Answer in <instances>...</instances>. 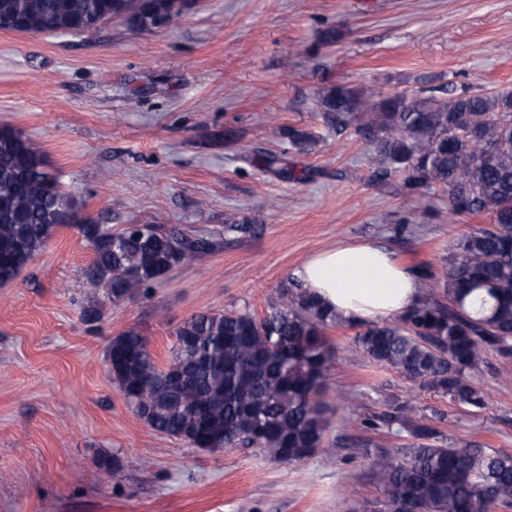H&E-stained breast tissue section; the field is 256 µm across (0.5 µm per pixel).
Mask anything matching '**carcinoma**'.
Returning <instances> with one entry per match:
<instances>
[{
    "instance_id": "1",
    "label": "carcinoma",
    "mask_w": 512,
    "mask_h": 512,
    "mask_svg": "<svg viewBox=\"0 0 512 512\" xmlns=\"http://www.w3.org/2000/svg\"><path fill=\"white\" fill-rule=\"evenodd\" d=\"M184 0H0V18L23 19L30 34L81 33L111 17L136 29L184 17ZM336 133L365 143L373 179L404 176L410 195L439 191L448 220L486 215L460 237L448 271L414 267L428 296L394 321L362 325L325 309L306 291L285 288L263 317L249 310L196 314L175 331L160 364L139 331L112 339L106 360L125 401L153 430L193 448H260L301 463L325 443L335 408L326 375L335 359L327 330L357 329L356 352L407 380L481 407L471 375L486 354L512 357V92L432 87L412 96L331 85L318 101ZM291 149L313 142L280 127ZM40 152L21 133L0 128V285L14 281L56 229L74 224L93 252L87 278L117 304L221 241L159 221L118 233L82 219ZM415 442L390 449L388 467L370 463L380 484L378 512H495L512 506V454L458 447L423 424Z\"/></svg>"
}]
</instances>
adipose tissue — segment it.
<instances>
[{
  "label": "adipose tissue",
  "instance_id": "adipose-tissue-1",
  "mask_svg": "<svg viewBox=\"0 0 512 512\" xmlns=\"http://www.w3.org/2000/svg\"><path fill=\"white\" fill-rule=\"evenodd\" d=\"M326 307L356 322L399 316L423 296L420 280L382 245H340L307 259L295 272Z\"/></svg>",
  "mask_w": 512,
  "mask_h": 512
}]
</instances>
